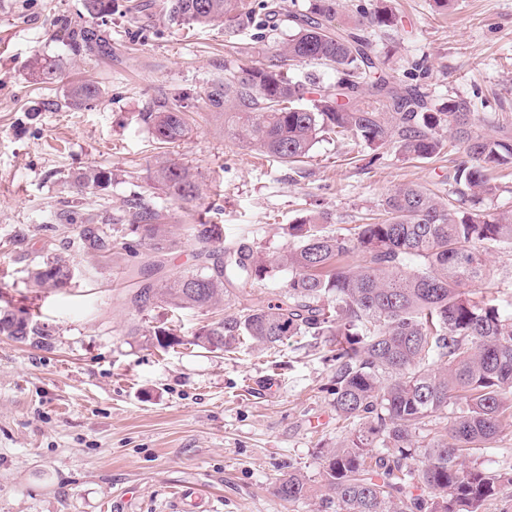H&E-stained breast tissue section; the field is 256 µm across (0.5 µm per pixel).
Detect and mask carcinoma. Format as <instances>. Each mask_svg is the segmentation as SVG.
<instances>
[{
	"label": "carcinoma",
	"instance_id": "obj_1",
	"mask_svg": "<svg viewBox=\"0 0 512 512\" xmlns=\"http://www.w3.org/2000/svg\"><path fill=\"white\" fill-rule=\"evenodd\" d=\"M114 0H83L85 12L106 24ZM340 0H309L290 14L294 29L278 53L241 67L208 86L205 105L224 117L231 135L253 150L294 165L330 139L361 140L376 151L389 145L407 159L431 160L445 148L446 131L461 160L454 165V194L480 202L496 196L488 171L512 163V134L474 131L473 102L450 98L438 107L424 96L394 85L385 61L370 52L367 38L336 23ZM163 16L187 28L238 23L255 15L249 0H164ZM370 22L394 28L398 16L378 5ZM102 43L99 29L72 32L79 55ZM316 62L332 69L329 86L290 67ZM34 74L61 83L60 61L36 58ZM102 95L97 83L67 84L66 101L88 107ZM162 145L190 132L184 106L164 102L143 113ZM154 181L175 204L199 198L190 170L166 161ZM83 189L112 182V171L88 167L75 176ZM379 222L359 224L354 237L324 233L323 212L286 227L288 248L267 253L239 245L222 249L207 223L171 224L169 214L141 204L128 206L117 221L161 254L178 247L180 231L195 241V268L161 278L160 288L140 284L132 302L139 308L162 298L175 310L210 311L224 304V282L263 280L287 270L277 298L247 293L238 313L202 325L194 344L231 351L249 341L271 347L292 336L332 337L336 362L333 407L352 428L327 450L325 494L292 471L274 492L290 504L317 501L319 512H481L498 490L512 485V468L491 470L466 460L512 425V314L503 315L475 297L489 274L487 251L512 244V210L460 209L435 192L404 185L381 204ZM75 211L80 249L105 260L127 243L107 234L110 215ZM361 262L353 261L355 253ZM72 279L66 259L53 256L34 269L39 288H63ZM0 335L33 346L50 345L46 326L0 312ZM144 340L161 349L179 343L172 329L155 327ZM434 423L443 433L424 443L416 431Z\"/></svg>",
	"mask_w": 512,
	"mask_h": 512
}]
</instances>
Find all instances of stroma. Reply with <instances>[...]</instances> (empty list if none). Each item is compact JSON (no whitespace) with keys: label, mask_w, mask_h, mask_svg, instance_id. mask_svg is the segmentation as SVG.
<instances>
[{"label":"stroma","mask_w":512,"mask_h":512,"mask_svg":"<svg viewBox=\"0 0 512 512\" xmlns=\"http://www.w3.org/2000/svg\"><path fill=\"white\" fill-rule=\"evenodd\" d=\"M392 5L397 28L363 26L390 80L435 106L481 91L488 105L475 110L476 130L512 131V0ZM92 24L82 0H0V310L51 332L47 348L0 336V512H314L273 487L298 470L323 490L326 451L346 432L332 406L328 337L235 353L194 346L208 313L131 303L128 274L148 250L128 226L112 233L129 250L96 265L60 212L76 200L83 212L117 216L139 198L187 223L153 186L157 163L172 160L196 175L192 208L223 225L225 245L274 252L289 244L283 225L314 211L327 213L326 233L348 236L401 185L451 194L460 153L427 162L386 147L374 162L364 143L330 141L294 167L262 157L232 138L205 94L225 67L275 53L287 23L189 30L162 20L160 0H117L108 51L73 55L70 30ZM36 56L97 82L99 101L69 106L64 84L30 71ZM164 99L182 100L191 116L175 145L156 144L140 118ZM90 164L114 171L105 189L75 185ZM57 254L69 259L71 282L34 288L31 271ZM488 265L479 297L510 312L512 247H492ZM151 326L174 329L180 345L161 350L135 336Z\"/></svg>","instance_id":"35a3bbf8"}]
</instances>
